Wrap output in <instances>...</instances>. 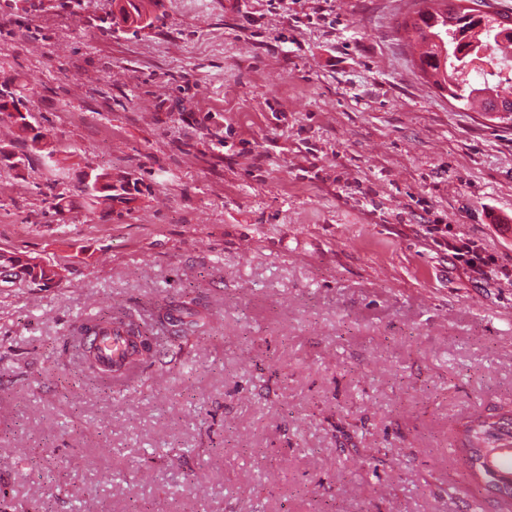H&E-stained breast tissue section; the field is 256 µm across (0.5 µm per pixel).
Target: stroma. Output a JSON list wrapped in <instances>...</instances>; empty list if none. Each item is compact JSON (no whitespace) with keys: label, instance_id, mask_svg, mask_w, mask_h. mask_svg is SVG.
<instances>
[{"label":"stroma","instance_id":"stroma-1","mask_svg":"<svg viewBox=\"0 0 512 512\" xmlns=\"http://www.w3.org/2000/svg\"><path fill=\"white\" fill-rule=\"evenodd\" d=\"M415 7L0 0V84L58 148L0 137V250L66 268L0 285V512H499L454 443L512 409V126L427 81ZM90 167L138 193L90 209ZM115 307L154 339L127 387L69 337ZM113 2H119L116 4L117 13L112 11L113 25L123 24L128 28L143 29L152 24L147 6L154 3V0H113ZM457 255L459 260H462L466 265L472 269L487 273V268L490 264H493V260L490 256L486 255L485 252L480 249L477 245L464 243L457 248ZM190 304H182L179 307L180 314L177 318L172 317L168 312L159 315L157 320L159 329L167 331L170 336L178 337L195 333L205 316L196 308L189 306Z\"/></svg>","mask_w":512,"mask_h":512}]
</instances>
